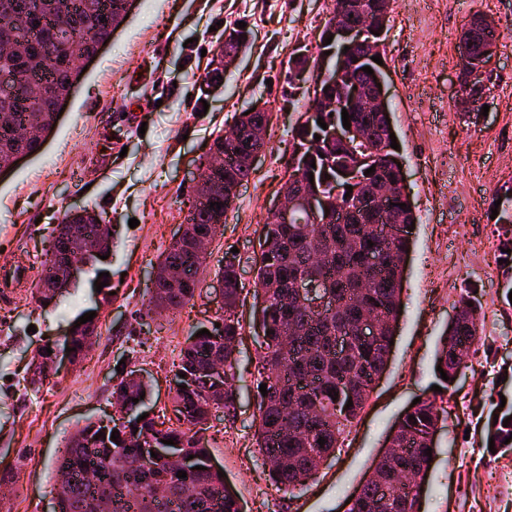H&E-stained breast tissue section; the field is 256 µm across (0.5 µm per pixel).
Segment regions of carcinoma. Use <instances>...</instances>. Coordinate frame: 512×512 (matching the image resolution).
Instances as JSON below:
<instances>
[{
    "instance_id": "obj_1",
    "label": "carcinoma",
    "mask_w": 512,
    "mask_h": 512,
    "mask_svg": "<svg viewBox=\"0 0 512 512\" xmlns=\"http://www.w3.org/2000/svg\"><path fill=\"white\" fill-rule=\"evenodd\" d=\"M134 0H0V73L15 89L11 111L0 112V162L15 153H37L42 141L30 136L19 139L16 128L34 130L54 128L61 103L70 94L79 72L75 62L93 56L100 45L125 22ZM66 15L72 36L59 40L56 20ZM486 36L462 34L458 49L478 58ZM245 47L243 31L236 29L224 41V58L232 62ZM42 81L52 86V94L35 103L27 87ZM329 79L316 76L319 94L313 96L293 131L294 147L305 151L294 154L298 165L313 173L318 187L336 209V197L345 205L341 221L327 223L298 217V224H278L270 217L262 224L258 248L252 262L258 269L253 293L252 327L260 329L265 351L258 362L256 385H266L267 394L257 393L258 426L255 441L268 477L279 490L292 491L316 479L318 460L338 448L340 438L364 410L373 378L385 373L402 311L403 268L401 259L412 248V232L385 241L380 231L386 225L411 226L418 217L410 207H400L373 224L357 209L359 197L378 193L393 185L395 167L388 162L400 151L391 148L390 134L395 132L389 112H355L370 131L372 141L351 146L323 139L326 131L318 125L342 121L339 109H326L322 100L331 98L336 89ZM321 139H314V135ZM210 150L225 155L227 171L209 170L207 180L222 179L229 173L240 181L251 171L242 166L237 146L226 136L214 138ZM375 168L368 174L366 170ZM342 186L336 191V186ZM352 186L347 192L345 186ZM220 204L212 208L210 204ZM232 204L213 196L206 185L196 189L195 203L187 220L198 230L217 231ZM103 213L83 209L68 213L62 220L59 244L47 254L40 283L31 291V300L40 309L58 304L74 278L66 265L69 254L82 250L85 240L95 236L101 254H91L85 263L95 266L100 256L112 248V235L102 229ZM378 254L379 264L369 256ZM159 265L187 268V281L178 288L161 283L150 291L143 317L174 314L194 300L198 291V272L192 270L191 244L173 245L157 259ZM314 277L331 284L335 306L315 316L294 296L293 284ZM224 279L222 315L218 317L224 333L220 336L195 334L181 353L175 377L184 387L176 391L175 417L163 409L153 416L145 413L150 387L130 384L128 370L118 378L113 391L122 394L126 421L107 426L103 420L88 421L65 441V450L57 460L58 475L65 477V487L57 502V512H242L240 502L219 471L209 467L210 452L201 436L212 409H235L232 373L236 346L244 326L238 316L242 286L237 275L236 258H227L221 274ZM378 316V335L367 341L360 335L361 310ZM460 318L448 323L436 348L434 366L448 377L460 367L459 356L479 339L480 313L470 298L461 299ZM87 336H98V326L88 321L73 328L63 338L60 348L74 349L72 355L84 358ZM345 346L336 349L337 337ZM33 355L27 375L31 384L46 377L43 369L47 349ZM224 355V374L210 372L213 362ZM338 395H332V392ZM138 402H133V399ZM353 406L346 407L347 402ZM448 400H423L404 414L395 433L398 451L385 453L374 461L377 480L351 495L349 512H414L417 504L413 489L395 480L399 471H419L429 463L427 449L436 448L431 438L434 422L448 414ZM414 419H409V416ZM508 425H503L506 418ZM119 438L112 440V431ZM512 436V410L489 418L484 446L494 439V447H512L505 438ZM324 439L325 444L318 443ZM171 439L173 444L165 441ZM193 456L184 468L186 477H177L179 468L170 460L177 453ZM157 457H152V454Z\"/></svg>"
}]
</instances>
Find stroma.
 <instances>
[{
  "instance_id": "stroma-1",
  "label": "stroma",
  "mask_w": 512,
  "mask_h": 512,
  "mask_svg": "<svg viewBox=\"0 0 512 512\" xmlns=\"http://www.w3.org/2000/svg\"><path fill=\"white\" fill-rule=\"evenodd\" d=\"M332 11L331 0H136L86 60L40 150L0 172V269L20 264L22 248L41 272L51 230L69 210L105 211L114 233L104 290L85 270L53 310L31 304V280L0 297V494L13 512H49L59 450L77 427L111 414L117 365L140 370L152 404L167 406L181 348L220 314L216 286L231 248L239 250L245 292L253 291L255 231L313 96L311 74L288 60L315 53ZM475 15L494 20L498 40L488 63L489 112L469 127L457 112L458 44ZM241 22L247 48L220 82H210L225 31ZM384 49L386 100L419 218L390 363L316 481L279 490L254 437L262 338L245 329L233 369L235 411H212L204 432L244 512H345L413 400L434 397L435 347L468 290L481 303L482 335L449 389L421 512H512V448L484 446L489 416L512 407V269L501 262L512 226L491 217L494 194L512 187V0H396ZM256 101L272 113L265 145L208 250L198 295L180 313L142 325L150 272L186 222L210 145ZM90 311L101 335L85 358L75 366L57 360L42 384L26 382L33 352Z\"/></svg>"
}]
</instances>
